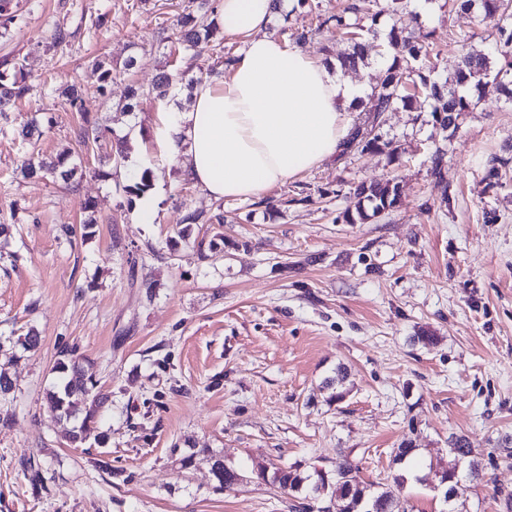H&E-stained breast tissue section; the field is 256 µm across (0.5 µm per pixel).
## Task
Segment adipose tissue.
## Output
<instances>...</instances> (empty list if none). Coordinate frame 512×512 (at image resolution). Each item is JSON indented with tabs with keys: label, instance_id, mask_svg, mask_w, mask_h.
I'll list each match as a JSON object with an SVG mask.
<instances>
[{
	"label": "adipose tissue",
	"instance_id": "obj_1",
	"mask_svg": "<svg viewBox=\"0 0 512 512\" xmlns=\"http://www.w3.org/2000/svg\"><path fill=\"white\" fill-rule=\"evenodd\" d=\"M218 9L242 49L223 79L197 87L189 111L161 113L158 133L210 198L249 200L334 157L354 123L347 104L367 87L269 33L272 0Z\"/></svg>",
	"mask_w": 512,
	"mask_h": 512
}]
</instances>
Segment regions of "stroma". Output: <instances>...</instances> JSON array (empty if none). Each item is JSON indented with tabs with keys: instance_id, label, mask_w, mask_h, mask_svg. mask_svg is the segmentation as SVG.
<instances>
[{
	"instance_id": "stroma-1",
	"label": "stroma",
	"mask_w": 512,
	"mask_h": 512,
	"mask_svg": "<svg viewBox=\"0 0 512 512\" xmlns=\"http://www.w3.org/2000/svg\"><path fill=\"white\" fill-rule=\"evenodd\" d=\"M350 2L309 0L272 30L290 42L309 32L303 50L332 63L348 43L317 17ZM432 3L420 23L431 64L449 75L493 38L452 0ZM13 11L0 58L22 66L31 91L10 118L53 116L36 150L46 160L71 153L78 172L70 185L26 178L18 142L0 136V224L12 227L0 249V368L14 397L0 406V512H293L290 496L255 480L215 491L213 461L329 471L345 455L364 481L386 486L401 471L393 451L409 440L408 512H448L424 477L450 461L460 435L484 475L462 483L468 512H512V104L486 97L452 135L419 108L385 113L374 132L397 147L395 162L351 148L270 188L264 205L220 202L159 152L156 121L163 106L188 110L196 82L223 77L240 40L220 31L176 61L177 20L198 14L196 0H13ZM362 23L376 50L345 76L373 87L391 21ZM58 27L70 34L60 45ZM96 58L112 62L109 89ZM174 63L185 78L158 101L154 78ZM71 85L82 112L67 102ZM132 86L140 103L120 111ZM84 113L124 139L122 163L108 140L86 154L76 135ZM147 164L156 217L143 224L141 199L121 187ZM390 177L401 186L395 209L337 222L351 188ZM219 207L224 223L181 236L186 214ZM91 216V239L65 237ZM424 329L437 338L427 348L413 341ZM31 330L39 341L23 348ZM65 346L109 397L77 446L45 399ZM340 365L348 394L332 403L322 383ZM29 456L41 487L21 465Z\"/></svg>"
}]
</instances>
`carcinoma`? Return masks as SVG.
Here are the masks:
<instances>
[{
  "instance_id": "carcinoma-1",
  "label": "carcinoma",
  "mask_w": 512,
  "mask_h": 512,
  "mask_svg": "<svg viewBox=\"0 0 512 512\" xmlns=\"http://www.w3.org/2000/svg\"><path fill=\"white\" fill-rule=\"evenodd\" d=\"M459 6L465 11L476 14L479 24L489 25L496 35V52L492 56L481 52H468L461 66L453 76L441 79L433 74L425 64L430 54L427 42L428 34L416 26L392 24L388 33V44L393 50L391 63L379 87L372 90V122H378L386 112H391L399 104H407L417 95L423 96L429 104L430 112L443 130H455L462 115L473 111L482 98L490 94H503L512 99V0H460ZM336 21V27L345 30L351 43V50L340 58V66L354 69L368 56L367 44L363 37V26L359 22L347 21L342 15H332L324 22ZM211 37L210 27L188 15L179 21L176 33L178 49L185 56L194 55L208 44ZM183 72L177 66L160 72L152 87L155 98H165ZM29 91L22 68L8 59L0 60V117L10 111L15 102L26 96ZM44 119L34 117L18 131L21 143L31 141ZM52 125V118H47ZM77 136L80 142L91 147L106 137V129L97 123L83 118ZM356 147L363 151L376 150L394 155L390 143L380 142L373 129L354 128L345 141V148ZM68 158L61 157L54 162L31 160L27 166V175L42 179H61L67 181L74 169L67 167ZM152 188V169L145 167L123 186L127 196L140 197ZM399 185L391 180L366 186L360 184L350 192L351 203L339 215L346 224H363L393 209L399 199ZM59 382L47 392V398L53 408L67 418L79 421L69 436L72 443L82 441L83 433L101 419V409L107 396L94 392L95 384L87 377L76 356V349L65 348L55 367ZM345 372L336 369V377L325 381L332 390L329 401L338 402L345 398L343 389ZM450 454L453 459L448 466L434 471L437 485L445 489L444 498L454 512L458 510L457 500L462 481L461 471H466L472 481L482 479L478 464L472 459L473 448L468 439L456 437L451 440ZM359 468L345 455L336 459L331 471L315 469L308 472L302 465L276 466L269 471L260 467L246 472L232 462L218 458L212 464V475L217 489L230 491L243 479H257L266 482L279 492L296 498L295 507L299 512H311L316 502H326L336 507L338 512H404L395 490L403 488L406 477L398 474L393 477L394 487L376 489L360 480Z\"/></svg>"
}]
</instances>
